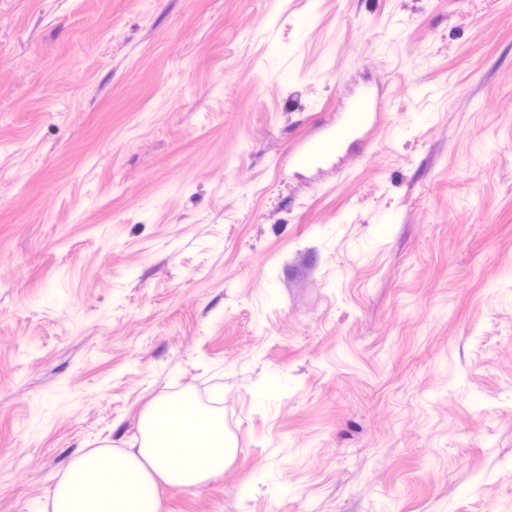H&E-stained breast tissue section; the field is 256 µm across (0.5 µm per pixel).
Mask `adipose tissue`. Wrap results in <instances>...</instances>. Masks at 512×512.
I'll return each instance as SVG.
<instances>
[{
	"instance_id": "obj_1",
	"label": "adipose tissue",
	"mask_w": 512,
	"mask_h": 512,
	"mask_svg": "<svg viewBox=\"0 0 512 512\" xmlns=\"http://www.w3.org/2000/svg\"><path fill=\"white\" fill-rule=\"evenodd\" d=\"M168 417L163 405L143 415L137 450L104 447L75 457L54 488L50 512H160L161 486H196L223 473V448L183 447V430L164 432Z\"/></svg>"
}]
</instances>
